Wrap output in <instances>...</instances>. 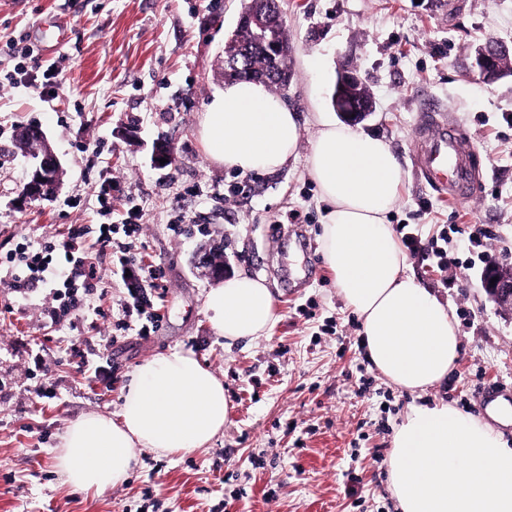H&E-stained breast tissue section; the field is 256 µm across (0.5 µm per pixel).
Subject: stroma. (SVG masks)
<instances>
[{
  "mask_svg": "<svg viewBox=\"0 0 512 512\" xmlns=\"http://www.w3.org/2000/svg\"><path fill=\"white\" fill-rule=\"evenodd\" d=\"M243 0H0V247L55 236L70 224H99L96 188L120 221L142 205L144 262L164 267L168 290L154 307L156 333L128 334L101 356L89 353L112 331L91 302L73 323L51 325L47 288L27 294L0 283V512H395L385 482L393 429L408 405L433 399L480 419L491 388L512 408V312L486 295L481 275L512 267V76L486 84L469 74L474 49L512 44V0H282L293 46L281 100L297 112L295 159L274 172L240 173L210 163L199 123L224 88L220 61ZM71 21L66 46L24 61L45 89L9 84L13 39L34 41L43 17ZM356 73L374 112L358 129L383 139L401 164L387 221L430 238L448 234L446 270L425 250L408 252L409 274L454 310L460 357L439 386L410 394L383 376L355 392L368 364L358 316L339 294L320 236L330 205L308 157L322 119L338 120V76ZM436 108L468 130L480 189L467 201L437 197L414 163L420 116ZM39 125L61 163L51 200L22 199L32 159L16 142ZM168 143L174 164L155 167ZM185 223L175 235L170 227ZM488 228L467 247L468 226ZM221 244L224 275L266 279L279 319L270 336L225 346L204 299L219 278L202 259ZM308 261L310 282L283 268ZM193 351L224 382L232 407L208 447L170 456L151 448L116 486L77 491L55 455L67 427L87 414L116 417L132 371L152 357ZM112 373L111 387L77 369L81 356ZM363 507H355L356 499Z\"/></svg>",
  "mask_w": 512,
  "mask_h": 512,
  "instance_id": "obj_1",
  "label": "stroma"
}]
</instances>
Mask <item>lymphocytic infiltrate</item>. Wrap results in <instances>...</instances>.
<instances>
[{"instance_id": "f902f5d3", "label": "lymphocytic infiltrate", "mask_w": 512, "mask_h": 512, "mask_svg": "<svg viewBox=\"0 0 512 512\" xmlns=\"http://www.w3.org/2000/svg\"><path fill=\"white\" fill-rule=\"evenodd\" d=\"M138 213L139 207L134 204L120 223L99 225L91 247L79 244L80 238L89 233L85 227L69 228L66 236L59 239L17 244L0 257V275L20 294L41 284L49 285L52 303L45 316L58 323L79 301L97 294L101 266H113L124 290L122 316L116 320L115 329L150 335L160 320L153 299L166 290L167 279L163 267L144 263L140 255L144 232L137 221Z\"/></svg>"}]
</instances>
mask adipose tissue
<instances>
[{
	"mask_svg": "<svg viewBox=\"0 0 512 512\" xmlns=\"http://www.w3.org/2000/svg\"><path fill=\"white\" fill-rule=\"evenodd\" d=\"M214 164L273 172L297 154L296 112L258 82L226 84L200 121ZM308 163L332 210L320 237L324 260L363 343L387 381L424 392L460 355L458 321L415 277L386 220L401 165L379 137L326 121ZM216 335L228 343L269 335L278 320L264 279L235 275L205 299ZM231 402L223 382L190 351L145 361L134 372L118 418L90 414L70 425L56 453L65 482L82 490L125 480L136 452L183 455L224 429ZM396 512H512V446L488 423L441 401L414 405L397 426L386 468Z\"/></svg>",
	"mask_w": 512,
	"mask_h": 512,
	"instance_id": "1",
	"label": "adipose tissue"
}]
</instances>
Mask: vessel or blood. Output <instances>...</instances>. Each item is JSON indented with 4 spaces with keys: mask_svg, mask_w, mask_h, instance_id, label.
Segmentation results:
<instances>
[{
    "mask_svg": "<svg viewBox=\"0 0 512 512\" xmlns=\"http://www.w3.org/2000/svg\"><path fill=\"white\" fill-rule=\"evenodd\" d=\"M67 18L52 16L46 20L38 43L44 53L58 50L64 44ZM414 160L422 179L449 201L472 198L479 185L470 136L447 116L434 110L418 126L415 133Z\"/></svg>",
    "mask_w": 512,
    "mask_h": 512,
    "instance_id": "1",
    "label": "vessel or blood"
}]
</instances>
